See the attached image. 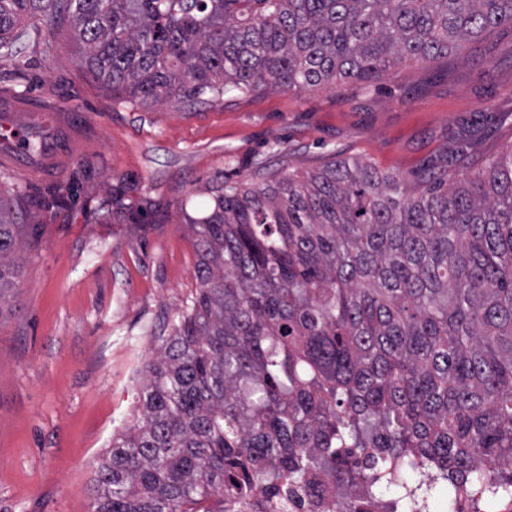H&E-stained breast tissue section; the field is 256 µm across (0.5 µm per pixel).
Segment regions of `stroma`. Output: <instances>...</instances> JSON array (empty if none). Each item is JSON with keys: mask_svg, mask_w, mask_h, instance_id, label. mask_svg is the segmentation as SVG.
Instances as JSON below:
<instances>
[{"mask_svg": "<svg viewBox=\"0 0 512 512\" xmlns=\"http://www.w3.org/2000/svg\"><path fill=\"white\" fill-rule=\"evenodd\" d=\"M4 90L56 118L0 109V127L50 142L0 165L25 225L0 310V512H91L97 461L136 418L143 365L197 287L186 217L211 187L253 182L260 162L288 174L357 158L410 187L436 167L452 181L478 170L512 146V29L378 81L144 105L93 81L63 23L0 61ZM484 110L467 165L448 166L461 121ZM68 186L76 197L54 206Z\"/></svg>", "mask_w": 512, "mask_h": 512, "instance_id": "stroma-1", "label": "stroma"}]
</instances>
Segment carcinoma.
<instances>
[{"label": "carcinoma", "mask_w": 512, "mask_h": 512, "mask_svg": "<svg viewBox=\"0 0 512 512\" xmlns=\"http://www.w3.org/2000/svg\"><path fill=\"white\" fill-rule=\"evenodd\" d=\"M69 19L88 74L142 104L378 79L512 27V0H0V50ZM40 136H24L36 158ZM187 216L198 288L143 366L92 512H232L340 488L365 512L512 493V150L414 188L356 159L263 166ZM22 225L0 197V305ZM387 453L368 471L353 457Z\"/></svg>", "instance_id": "cac0c4a2"}]
</instances>
